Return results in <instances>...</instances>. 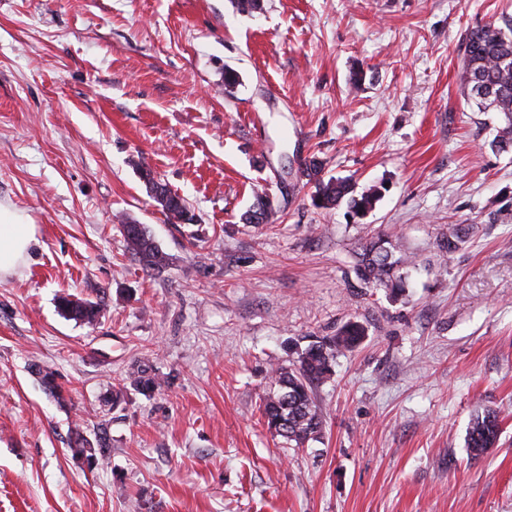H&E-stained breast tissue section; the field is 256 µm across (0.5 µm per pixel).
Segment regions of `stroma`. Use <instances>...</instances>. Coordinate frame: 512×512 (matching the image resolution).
Instances as JSON below:
<instances>
[{
    "mask_svg": "<svg viewBox=\"0 0 512 512\" xmlns=\"http://www.w3.org/2000/svg\"><path fill=\"white\" fill-rule=\"evenodd\" d=\"M509 17L512 0H0V204L39 240L0 279V512H512V148L457 78L469 30ZM312 157L379 187L374 209L314 207ZM258 190L276 213L242 223ZM376 235L416 257L399 298L355 277ZM64 293L98 323L63 316ZM350 321L365 340L313 391L324 432L290 445L262 417L269 372ZM137 367L154 393L127 386ZM480 405L502 433L472 459ZM140 178L144 182L146 189L150 184H155L156 179L159 181L160 196H150L156 204L161 208L163 214L168 221L174 223H186L191 218L188 217V211L184 200L176 193H174L166 183L158 178L155 173L148 168H143L140 171ZM121 231L128 249L146 272H160L167 265V256L158 248L146 226L122 222ZM57 304L65 315L89 326L95 325L101 316V310L95 303L75 299L70 294L60 295Z\"/></svg>",
    "mask_w": 512,
    "mask_h": 512,
    "instance_id": "obj_1",
    "label": "stroma"
}]
</instances>
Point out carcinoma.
<instances>
[{
	"label": "carcinoma",
	"mask_w": 512,
	"mask_h": 512,
	"mask_svg": "<svg viewBox=\"0 0 512 512\" xmlns=\"http://www.w3.org/2000/svg\"><path fill=\"white\" fill-rule=\"evenodd\" d=\"M463 93L474 99L479 109L503 114L505 126L500 128L495 143L502 150L512 147V23L499 27L492 23L477 26L466 37L463 62L459 71ZM301 175L314 184L313 203L322 209H332L342 201L357 213H366L379 198V188L373 186L356 194L346 179L324 176V164L313 157L304 163ZM160 196L153 200L168 221L184 223L189 220L184 200L166 183L159 182ZM252 207L244 214L249 224H268L275 214L265 192H255ZM121 231L128 249L144 270L159 272L167 265V256L158 248L146 226L126 221ZM354 273L367 288H384L396 296L404 288L400 269L415 264V258L397 250L392 240L372 237L362 243L356 253ZM58 308L65 315L89 326L95 325L100 308L93 302L62 294L57 298ZM365 338V328L357 321L344 324L333 336L317 337L289 366L273 370V391L263 400L262 415L269 429L289 443L299 446L318 438L324 427L323 415L315 404L313 388L330 378L333 363L339 353L358 346ZM130 385L147 392L158 386L156 381L136 370L129 374ZM501 432L498 413L487 407L476 409L470 421L466 448L468 455L478 458L495 446ZM77 455L102 464L107 459V446L101 442L93 448L78 436L73 443Z\"/></svg>",
	"instance_id": "1"
}]
</instances>
